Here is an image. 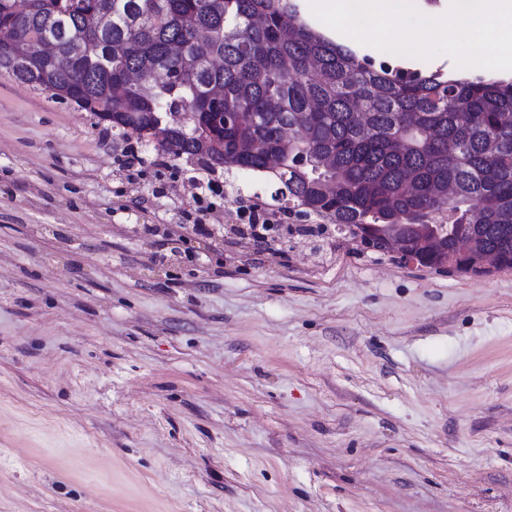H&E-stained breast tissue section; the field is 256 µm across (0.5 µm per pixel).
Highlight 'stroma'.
<instances>
[{
	"label": "stroma",
	"mask_w": 512,
	"mask_h": 512,
	"mask_svg": "<svg viewBox=\"0 0 512 512\" xmlns=\"http://www.w3.org/2000/svg\"><path fill=\"white\" fill-rule=\"evenodd\" d=\"M277 188L0 72V512H512V270L328 248ZM238 216L240 220L245 221L244 223H247L249 226V228L244 230L248 237L259 243L268 241V232L271 230L264 228V224H266V216L264 213L252 208L248 211H238Z\"/></svg>",
	"instance_id": "35a3bbf8"
}]
</instances>
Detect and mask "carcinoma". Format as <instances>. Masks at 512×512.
<instances>
[{
  "label": "carcinoma",
  "instance_id": "1",
  "mask_svg": "<svg viewBox=\"0 0 512 512\" xmlns=\"http://www.w3.org/2000/svg\"><path fill=\"white\" fill-rule=\"evenodd\" d=\"M91 10L106 18L95 34ZM2 22L18 35L1 71L102 121L125 113L124 136L202 111L220 87L224 111L242 115L224 143L166 153L211 170L222 154L225 171L279 183L288 211L326 218L345 241L382 252L400 236L432 268L426 242L450 261L474 245L512 269V78L377 65L313 30L296 0H0ZM47 28L59 53L33 59L29 42ZM122 68L151 77L131 91ZM242 140L258 151L238 156Z\"/></svg>",
  "mask_w": 512,
  "mask_h": 512
}]
</instances>
